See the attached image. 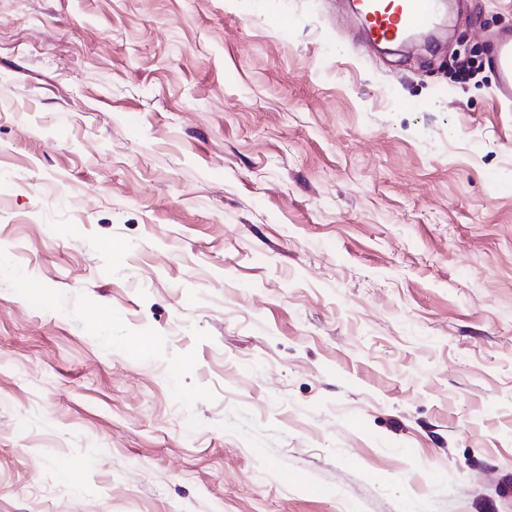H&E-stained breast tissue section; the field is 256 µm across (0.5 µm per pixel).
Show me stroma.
Returning a JSON list of instances; mask_svg holds the SVG:
<instances>
[{"mask_svg":"<svg viewBox=\"0 0 512 512\" xmlns=\"http://www.w3.org/2000/svg\"><path fill=\"white\" fill-rule=\"evenodd\" d=\"M502 31L0 0V512H512Z\"/></svg>","mask_w":512,"mask_h":512,"instance_id":"obj_1","label":"stroma"}]
</instances>
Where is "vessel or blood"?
I'll list each match as a JSON object with an SVG mask.
<instances>
[{
  "label": "vessel or blood",
  "instance_id": "obj_1",
  "mask_svg": "<svg viewBox=\"0 0 512 512\" xmlns=\"http://www.w3.org/2000/svg\"><path fill=\"white\" fill-rule=\"evenodd\" d=\"M372 39L396 41L412 29L431 26L436 0H359ZM497 90L500 99L512 103V34H502L495 48Z\"/></svg>",
  "mask_w": 512,
  "mask_h": 512
}]
</instances>
